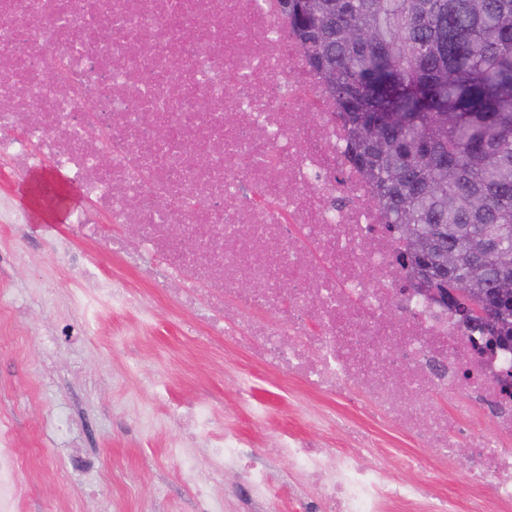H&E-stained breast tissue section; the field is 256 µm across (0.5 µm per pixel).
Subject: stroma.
Returning <instances> with one entry per match:
<instances>
[{"mask_svg":"<svg viewBox=\"0 0 512 512\" xmlns=\"http://www.w3.org/2000/svg\"><path fill=\"white\" fill-rule=\"evenodd\" d=\"M0 194L29 216L0 224V287L13 297L0 319L8 339L0 347V430L13 435L19 452L21 512H199L203 480L223 498V512H261L244 493L242 474L216 473L204 441L185 435L175 412L195 400L255 436L257 466L305 482L276 444L282 432L305 431L306 414L323 409V399L260 369L239 391L234 376L250 367L246 353L230 339L205 341L191 316L106 242L90 249L109 276L145 295L148 310L115 309L102 299L76 306L72 296L84 283L54 252L59 243L88 249L72 237L69 216L38 201L30 174H14L4 157ZM247 400L265 408V429L255 430ZM180 439L195 469L170 456V443Z\"/></svg>","mask_w":512,"mask_h":512,"instance_id":"stroma-1","label":"stroma"}]
</instances>
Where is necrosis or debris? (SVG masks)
<instances>
[{"label":"necrosis or debris","instance_id":"1","mask_svg":"<svg viewBox=\"0 0 512 512\" xmlns=\"http://www.w3.org/2000/svg\"><path fill=\"white\" fill-rule=\"evenodd\" d=\"M346 130L310 71L278 0H0V157L27 170L49 157L92 210L71 231L134 224L158 288L199 311L210 336L242 340L254 362L364 417L315 414L353 441L331 451L295 433L278 446L314 487L305 512H512V396L498 378L512 346L482 350L480 330L446 304L398 292L394 252L371 188L348 161ZM111 160L101 164L102 150ZM254 282L253 290L240 287ZM395 307L397 319L384 318ZM179 420L245 492L280 512L254 442L197 401ZM465 467L466 496L401 479L367 459L372 427ZM19 461L0 439V512H20Z\"/></svg>","mask_w":512,"mask_h":512}]
</instances>
